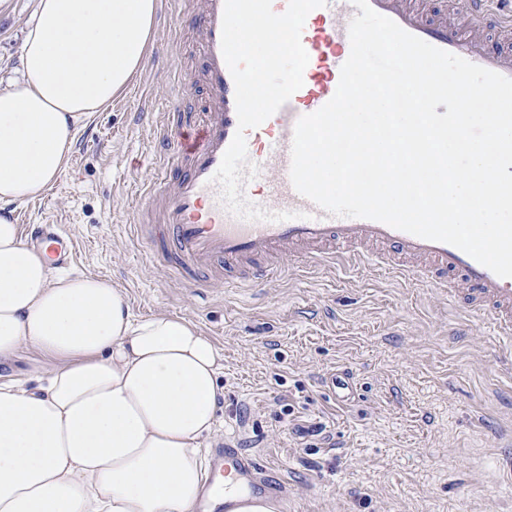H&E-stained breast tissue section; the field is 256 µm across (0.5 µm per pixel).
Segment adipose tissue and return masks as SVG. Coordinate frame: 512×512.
Instances as JSON below:
<instances>
[{
    "mask_svg": "<svg viewBox=\"0 0 512 512\" xmlns=\"http://www.w3.org/2000/svg\"><path fill=\"white\" fill-rule=\"evenodd\" d=\"M162 0H35L0 90V512H196L223 357L191 320H134L121 288L55 273L7 215L40 198L76 134L134 82Z\"/></svg>",
    "mask_w": 512,
    "mask_h": 512,
    "instance_id": "obj_1",
    "label": "adipose tissue"
}]
</instances>
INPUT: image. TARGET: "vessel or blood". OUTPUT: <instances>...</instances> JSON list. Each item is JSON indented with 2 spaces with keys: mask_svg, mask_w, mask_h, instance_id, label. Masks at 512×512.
Here are the masks:
<instances>
[{
  "mask_svg": "<svg viewBox=\"0 0 512 512\" xmlns=\"http://www.w3.org/2000/svg\"><path fill=\"white\" fill-rule=\"evenodd\" d=\"M201 35L200 71L180 70L176 86L162 90L166 104L153 124L152 147L159 172L137 192L133 223L141 241L166 270L195 285L211 272V285L256 286L279 274L269 264L272 254L293 248L302 258L391 267L399 277L427 284L431 278L457 277L468 287L466 302L473 314L489 318L505 342L502 358L512 364V279L496 276L463 251L391 228L383 223L330 215L299 194L289 176L291 148L298 119L320 109L334 95L340 68L351 45L348 27L358 9L352 0H328L307 16L301 41L309 55L303 86L259 127L247 130L249 160L257 175L242 191L253 205L288 213L285 221L246 220L230 212L213 177L237 127L235 85L221 51L224 0H193ZM371 7L430 45L512 78V15L499 0H459L463 18L435 8L433 0H369ZM202 84L205 104L199 121L186 123L184 98ZM31 244L44 250L56 267L70 265L76 241L63 228L45 231L31 225ZM397 251L388 258L385 247ZM214 468L224 471L234 492L221 496L219 484L204 490L211 512H248L266 507L284 512L286 501L262 484L260 465L237 440L217 449Z\"/></svg>",
  "mask_w": 512,
  "mask_h": 512,
  "instance_id": "obj_1",
  "label": "vessel or blood"
}]
</instances>
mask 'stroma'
<instances>
[{"instance_id": "35a3bbf8", "label": "stroma", "mask_w": 512, "mask_h": 512, "mask_svg": "<svg viewBox=\"0 0 512 512\" xmlns=\"http://www.w3.org/2000/svg\"><path fill=\"white\" fill-rule=\"evenodd\" d=\"M33 0H0V81L18 75ZM176 28L183 58L198 68L191 13L163 6L154 33ZM149 76L77 134L69 167L25 223L64 225L77 242L71 274L122 288L135 319L185 317L224 355L218 432L233 437L267 475L287 484L288 512H512L498 457L512 440V371L498 360L489 319L462 303L369 266L300 265L265 282L259 296L218 288L199 297L165 272L131 229L134 184L154 176L159 109L150 80L173 81L159 41ZM348 372L354 399L325 387ZM322 428V438L309 436Z\"/></svg>"}]
</instances>
